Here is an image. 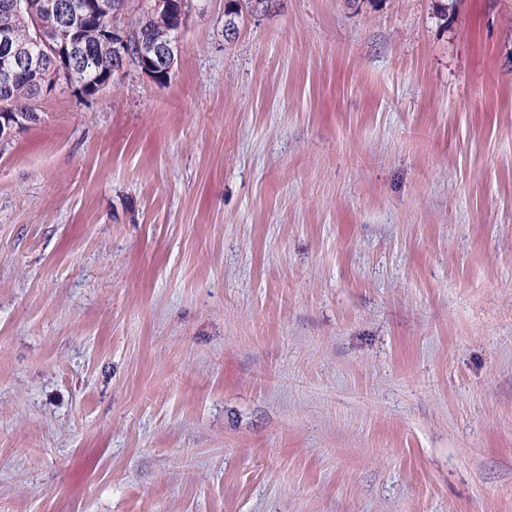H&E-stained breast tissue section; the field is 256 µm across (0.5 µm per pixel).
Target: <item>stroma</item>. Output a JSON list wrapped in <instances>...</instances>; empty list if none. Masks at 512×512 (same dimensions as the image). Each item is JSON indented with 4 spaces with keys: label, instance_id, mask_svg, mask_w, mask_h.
Masks as SVG:
<instances>
[{
    "label": "stroma",
    "instance_id": "stroma-1",
    "mask_svg": "<svg viewBox=\"0 0 512 512\" xmlns=\"http://www.w3.org/2000/svg\"><path fill=\"white\" fill-rule=\"evenodd\" d=\"M225 4L0 141V512H512V0Z\"/></svg>",
    "mask_w": 512,
    "mask_h": 512
}]
</instances>
